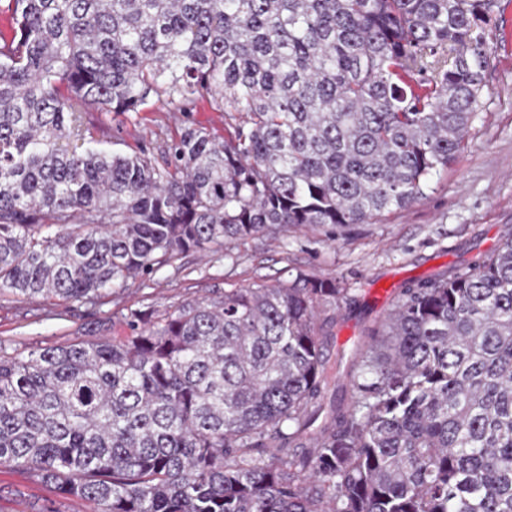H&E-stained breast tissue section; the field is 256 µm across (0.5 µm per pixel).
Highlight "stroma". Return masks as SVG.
I'll use <instances>...</instances> for the list:
<instances>
[{"mask_svg":"<svg viewBox=\"0 0 512 512\" xmlns=\"http://www.w3.org/2000/svg\"><path fill=\"white\" fill-rule=\"evenodd\" d=\"M491 26L484 88L465 150L408 209L373 224H326L228 240L223 253L187 255L180 267L129 280L96 307L5 293L0 295V340L24 352L67 344L104 319L111 322L110 335L124 336L129 311H171L231 288L275 284L297 272L333 278L347 288L346 298L336 302L335 332L364 336L407 284L496 251L512 230V0H498ZM83 120L99 148L119 153L142 147L157 153L191 124L223 140L232 131L206 98L188 113L157 104L116 114L88 105ZM49 502L58 512H88L82 501L54 498L35 473L0 469V512H40Z\"/></svg>","mask_w":512,"mask_h":512,"instance_id":"stroma-1","label":"stroma"}]
</instances>
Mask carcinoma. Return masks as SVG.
<instances>
[{
    "instance_id": "obj_1",
    "label": "carcinoma",
    "mask_w": 512,
    "mask_h": 512,
    "mask_svg": "<svg viewBox=\"0 0 512 512\" xmlns=\"http://www.w3.org/2000/svg\"><path fill=\"white\" fill-rule=\"evenodd\" d=\"M495 6L0 0V293L95 306L226 240L406 209L465 147ZM207 95L228 140L86 139L84 105ZM343 293L298 275L0 343V467L90 512H512V237L402 289L327 407Z\"/></svg>"
}]
</instances>
